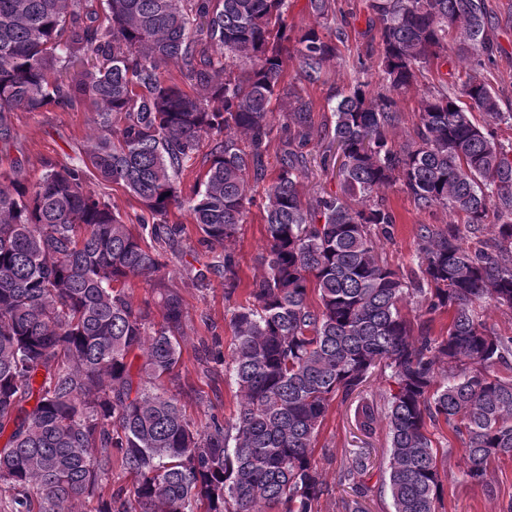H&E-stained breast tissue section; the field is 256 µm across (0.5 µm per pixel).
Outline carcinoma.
Here are the masks:
<instances>
[{
	"label": "carcinoma",
	"mask_w": 512,
	"mask_h": 512,
	"mask_svg": "<svg viewBox=\"0 0 512 512\" xmlns=\"http://www.w3.org/2000/svg\"><path fill=\"white\" fill-rule=\"evenodd\" d=\"M309 2L325 22L336 13L334 0ZM367 8L381 28L388 92L353 87L332 107L328 131L353 205L301 191L313 106L283 82L284 58L294 50L312 83L336 46L316 28L291 35L288 0H0V139L12 136L16 111L88 102L96 112L83 166L49 164L32 184L0 181V492L11 512H73L94 497L96 512H318L329 489L316 435L330 403L360 394L379 366L394 389L383 410L365 406L360 429L372 433L383 415L393 512H438L430 422L462 441L465 479L491 489L488 461L512 457V378L495 374L512 357V337L488 329L476 308L512 311V146L491 130L512 125V113L472 78L457 94L421 97L411 141L395 149L387 139L401 122L389 92L446 63L450 33L460 57L481 61L491 24L484 0ZM171 64L194 92L164 78ZM276 106L277 126L268 120ZM274 139L281 154L270 177ZM199 154L204 178L184 198L179 175ZM88 165L137 199L140 231L87 188ZM253 185L263 189L266 256L230 319L239 409L202 432L163 385L180 364L188 319L180 288L162 274L163 252L144 236L177 240L185 227L168 216L186 209L211 253L190 268L191 284L217 277L229 300L241 285L235 245ZM390 187L421 211L462 218L419 225L407 271L377 250L396 224L379 195ZM140 278L159 298L157 324L127 292ZM411 296L424 305L413 320L401 312ZM445 310L448 328L435 336L433 315ZM114 464L135 478L130 501L122 489L105 492ZM369 465L368 449H355L339 484L362 494L357 478Z\"/></svg>",
	"instance_id": "carcinoma-1"
}]
</instances>
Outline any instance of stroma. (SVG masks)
<instances>
[{
	"mask_svg": "<svg viewBox=\"0 0 512 512\" xmlns=\"http://www.w3.org/2000/svg\"><path fill=\"white\" fill-rule=\"evenodd\" d=\"M335 4V18L320 26L311 12L309 0H289L288 25L293 33L299 34L317 25L322 34L337 45L335 58L327 63L321 79L314 83L304 80L295 55H288L284 61L285 83L296 86L314 104V136L307 148L311 169L302 180V191L308 196L342 191L341 161L324 136L331 125V108L336 100L359 81L367 83L373 94L382 88L380 27L370 23L366 0H335ZM485 4L496 52L475 66L459 61L456 42H449L447 64L437 69L429 68L417 85L395 93L402 122L388 134L394 146H402L411 140L418 121L420 98L429 88L439 84L454 92L469 79L480 78L499 93L502 111L512 112V0H485ZM359 59L365 60V70L355 69L354 64ZM94 117L92 108L86 104L69 112L50 109L15 113L12 138L0 141V172L13 173L25 182L33 183L44 173L46 163L80 164L83 144L95 128ZM383 194L396 216V224L392 240L381 241L380 256L391 267L406 269L414 264L418 225L443 224L449 222L450 216L441 210L433 213L418 210L413 201L395 187L384 189ZM169 220L187 227L182 240L166 247L165 274L182 290L189 328L182 342L178 377L168 390L179 396L186 418L202 431L211 416L229 420L238 408L234 383L225 376L223 365L202 359L201 346L217 340L224 355H231L235 338L228 322L234 304L245 303L253 280L264 271L265 230L259 208L251 207L236 243L242 284L234 300L229 302L224 298V286L219 280H211L203 288L191 285L183 267L184 256L192 254L204 262L208 253L199 244L186 210H172ZM389 389L386 372L378 368L370 374L360 394L344 402H331L315 448V457L329 488L328 495L321 501L320 512H346V503L354 499L358 500L362 512H393L391 498L382 489L390 460L387 429L381 424L373 434L364 435L357 427L355 416L361 403L382 401ZM432 438L443 449L438 456L443 480L439 512H512V458L489 461L490 485L485 488L464 480V449L446 426L434 429ZM355 448L371 451L370 468L360 479L366 492L360 497L339 482V471Z\"/></svg>",
	"mask_w": 512,
	"mask_h": 512,
	"instance_id": "stroma-1",
	"label": "stroma"
}]
</instances>
